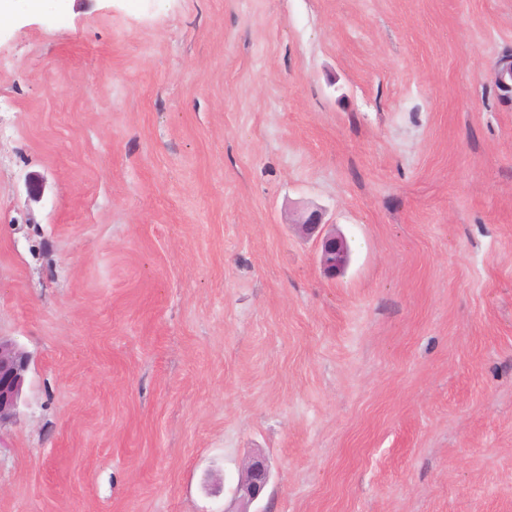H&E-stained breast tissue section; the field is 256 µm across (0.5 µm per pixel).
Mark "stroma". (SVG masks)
<instances>
[{"label": "stroma", "mask_w": 512, "mask_h": 512, "mask_svg": "<svg viewBox=\"0 0 512 512\" xmlns=\"http://www.w3.org/2000/svg\"><path fill=\"white\" fill-rule=\"evenodd\" d=\"M512 0L0 19V512H512ZM343 235L339 276L299 223ZM29 364L25 352L0 337V424L16 414L24 374ZM270 470L264 459L253 458L245 468L236 489V500L240 504L237 510H224V512H256L249 507L258 500L269 481Z\"/></svg>", "instance_id": "obj_1"}]
</instances>
